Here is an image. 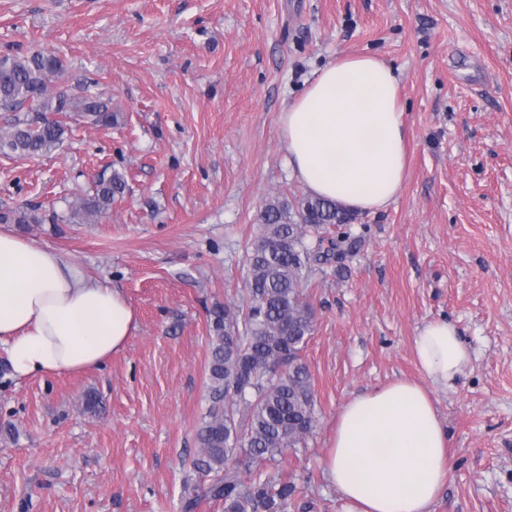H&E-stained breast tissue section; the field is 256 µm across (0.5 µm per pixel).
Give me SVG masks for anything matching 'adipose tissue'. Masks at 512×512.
<instances>
[{
  "mask_svg": "<svg viewBox=\"0 0 512 512\" xmlns=\"http://www.w3.org/2000/svg\"><path fill=\"white\" fill-rule=\"evenodd\" d=\"M399 78L373 55L326 65L280 114L288 164L310 194L356 213L387 208L406 175ZM137 328L120 289L54 252L0 231V350L14 378L103 366ZM424 383L399 379L340 410L326 463L341 512H432L450 475L448 432L427 383L450 385L472 362L454 324L414 339Z\"/></svg>",
  "mask_w": 512,
  "mask_h": 512,
  "instance_id": "1",
  "label": "adipose tissue"
}]
</instances>
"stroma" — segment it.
Returning <instances> with one entry per match:
<instances>
[{
	"label": "stroma",
	"instance_id": "1",
	"mask_svg": "<svg viewBox=\"0 0 512 512\" xmlns=\"http://www.w3.org/2000/svg\"><path fill=\"white\" fill-rule=\"evenodd\" d=\"M51 53L117 119L64 117L63 144L0 154V230L121 288L138 327L102 368L11 380L0 357V512H183L208 406L210 312L246 307V255L292 176L279 117L314 73L374 55L399 76L408 143L396 200L358 214L343 263L306 288L315 423L255 468L287 512H340L325 459L342 406L421 381L413 342L453 321L469 370L432 395L450 479L432 512H512V0H0V56ZM92 223L73 204L111 172ZM34 211L36 224L2 222ZM124 188V176L119 172L114 171L109 177L101 178L91 192L71 208L68 222L98 218L109 210L115 195L122 193Z\"/></svg>",
	"mask_w": 512,
	"mask_h": 512
}]
</instances>
